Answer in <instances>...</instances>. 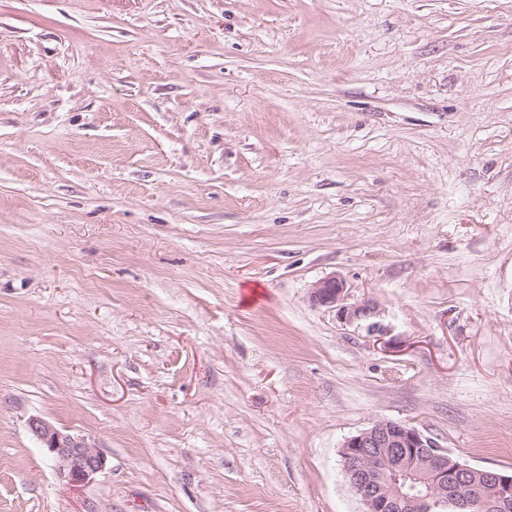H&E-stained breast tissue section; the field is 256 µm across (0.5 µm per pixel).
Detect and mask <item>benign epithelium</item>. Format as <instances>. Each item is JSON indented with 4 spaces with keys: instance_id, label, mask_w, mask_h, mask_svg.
<instances>
[{
    "instance_id": "obj_1",
    "label": "benign epithelium",
    "mask_w": 512,
    "mask_h": 512,
    "mask_svg": "<svg viewBox=\"0 0 512 512\" xmlns=\"http://www.w3.org/2000/svg\"><path fill=\"white\" fill-rule=\"evenodd\" d=\"M346 283L336 277L324 279L312 288L311 299L320 306L335 307L340 320L362 322L369 332L386 336L377 306L369 301L343 304ZM31 436L58 465V471L72 485L83 486L106 463L103 454L85 439L59 430L39 417L27 422ZM346 475L366 512H431L450 501L458 512H473L476 488L490 489L488 504L495 512H512V473L477 470L458 461H448V452L417 429L397 421L382 420L348 438L342 445ZM412 471L425 475L426 490L403 493L388 480L384 470Z\"/></svg>"
}]
</instances>
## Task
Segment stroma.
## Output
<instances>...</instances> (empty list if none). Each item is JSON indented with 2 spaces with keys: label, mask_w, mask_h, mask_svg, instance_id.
Here are the masks:
<instances>
[{
  "label": "stroma",
  "mask_w": 512,
  "mask_h": 512,
  "mask_svg": "<svg viewBox=\"0 0 512 512\" xmlns=\"http://www.w3.org/2000/svg\"><path fill=\"white\" fill-rule=\"evenodd\" d=\"M380 420L512 472V0H0V512H365ZM345 291L346 283L333 276L316 283L312 288L311 299L316 305L337 308L338 317L343 322H362L369 332L377 336H387L385 326L378 320L377 306L369 301L354 305L342 304ZM31 436L58 465L60 475L72 485L84 486L106 463L103 454L85 439L59 430L39 417L27 422Z\"/></svg>",
  "instance_id": "stroma-1"
}]
</instances>
